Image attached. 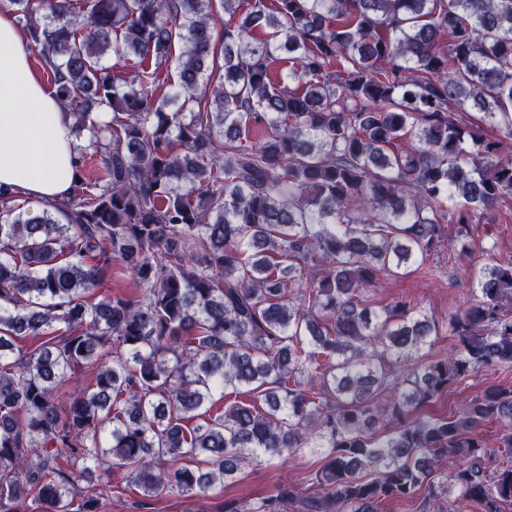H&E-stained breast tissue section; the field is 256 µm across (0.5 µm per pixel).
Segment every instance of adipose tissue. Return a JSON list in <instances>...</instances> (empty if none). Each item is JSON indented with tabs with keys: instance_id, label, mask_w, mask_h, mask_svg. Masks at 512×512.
Instances as JSON below:
<instances>
[{
	"instance_id": "obj_1",
	"label": "adipose tissue",
	"mask_w": 512,
	"mask_h": 512,
	"mask_svg": "<svg viewBox=\"0 0 512 512\" xmlns=\"http://www.w3.org/2000/svg\"><path fill=\"white\" fill-rule=\"evenodd\" d=\"M77 152L55 89L29 65V38L0 12V188L36 201L66 199Z\"/></svg>"
}]
</instances>
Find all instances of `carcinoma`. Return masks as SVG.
Returning <instances> with one entry per match:
<instances>
[{
    "mask_svg": "<svg viewBox=\"0 0 512 512\" xmlns=\"http://www.w3.org/2000/svg\"><path fill=\"white\" fill-rule=\"evenodd\" d=\"M242 3L9 0L72 118L78 181L56 204L0 192V512L32 495L69 512L60 448L87 478L127 467L147 496L204 493L258 454L324 456L317 493L225 512H438L453 490L505 512L512 432L479 427L512 423V388L426 410L512 364V267L483 268L477 301L441 322L365 295L512 195V0ZM131 55L126 77L108 64ZM472 109L502 138L465 124ZM114 262L140 299L92 302ZM20 335L47 340L2 363ZM434 336L448 354L419 362ZM92 364L95 384L61 400ZM242 386L253 401L207 416ZM96 371L97 369L94 366L89 365V367L70 373L61 385H59L58 393L63 397H67L68 395L90 387L94 384ZM492 385L512 388V367L481 368L477 373L459 381L447 394L440 396L429 411L433 414L443 415L454 413L461 400L479 395Z\"/></svg>",
    "mask_w": 512,
    "mask_h": 512,
    "instance_id": "cac0c4a2",
    "label": "carcinoma"
}]
</instances>
